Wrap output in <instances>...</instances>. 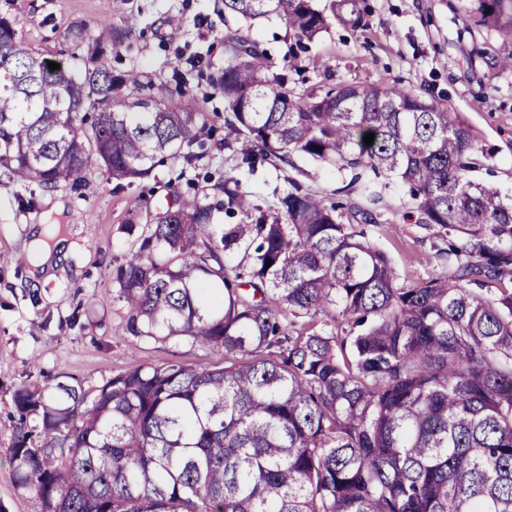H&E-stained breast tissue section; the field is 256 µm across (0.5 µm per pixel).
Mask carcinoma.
Wrapping results in <instances>:
<instances>
[{
	"instance_id": "1",
	"label": "carcinoma",
	"mask_w": 512,
	"mask_h": 512,
	"mask_svg": "<svg viewBox=\"0 0 512 512\" xmlns=\"http://www.w3.org/2000/svg\"><path fill=\"white\" fill-rule=\"evenodd\" d=\"M222 4L249 24L286 20L293 58L331 19L364 20L359 0L330 15L312 0ZM478 11L512 28V0ZM125 38L107 26L52 71L0 17V169L54 188L93 163L131 183L198 159L200 102L144 97L112 72ZM224 52L215 82L239 165L303 154L349 171L337 193L356 195L347 210L366 224L406 186L402 217L446 235L447 270L397 283L339 204L296 182L271 207L235 177L213 185L221 199L184 197L129 225L134 250L112 281L131 335L222 348L224 365L18 388L16 485L40 512H512V196L476 177L488 161L477 132L395 86L296 96L237 34Z\"/></svg>"
}]
</instances>
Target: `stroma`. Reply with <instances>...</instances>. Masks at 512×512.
Returning a JSON list of instances; mask_svg holds the SVG:
<instances>
[{
    "instance_id": "35a3bbf8",
    "label": "stroma",
    "mask_w": 512,
    "mask_h": 512,
    "mask_svg": "<svg viewBox=\"0 0 512 512\" xmlns=\"http://www.w3.org/2000/svg\"><path fill=\"white\" fill-rule=\"evenodd\" d=\"M360 28L332 22L308 45L302 62L288 50L295 39L285 20L248 27L225 16L221 0H0V16L15 19L23 41L43 57H79L87 46L72 29L98 36L102 25L126 30L123 47L110 53L112 70L137 77L147 95L178 99L188 93L208 114L212 135L198 161L157 165L148 178L116 187L105 169L91 167L81 181L44 189L24 187L0 170V512H39L35 497L17 489L11 462L16 425L13 391L44 388L60 375L85 386L138 366L178 361L199 369L223 365L224 352L187 339H146L126 329V309L116 298L113 266L128 257L127 227L136 218L131 199L151 213L194 195L205 176H234L251 199L269 206L274 188L289 181L327 199L349 180L346 171L293 155L291 164L248 173L224 148L223 93L210 76L223 67L224 40L237 33L257 43L274 72L286 74L297 95L336 84L387 83L408 88L458 113L479 135L493 179L512 192V71L472 63L473 46L496 59L512 55V31L476 24V0H364ZM181 26H172V17ZM471 32L461 35L463 23ZM409 201L393 185L388 208L363 225L367 240L389 257L398 282L440 272L436 228L403 219ZM66 237L52 268L37 275L28 259L32 229Z\"/></svg>"
}]
</instances>
